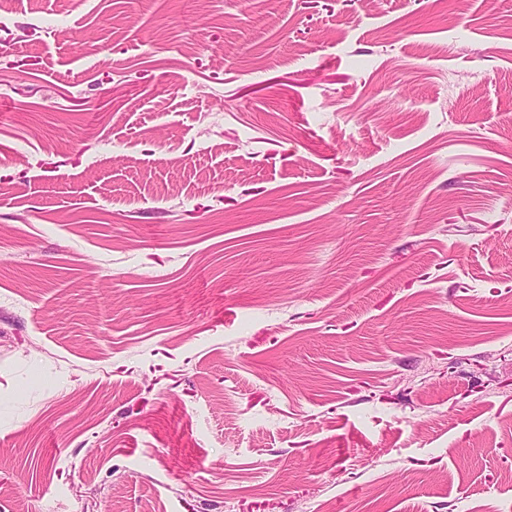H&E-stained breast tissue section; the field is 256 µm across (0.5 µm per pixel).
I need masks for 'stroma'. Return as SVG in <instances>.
<instances>
[{"label": "stroma", "mask_w": 512, "mask_h": 512, "mask_svg": "<svg viewBox=\"0 0 512 512\" xmlns=\"http://www.w3.org/2000/svg\"><path fill=\"white\" fill-rule=\"evenodd\" d=\"M512 512V0L0 11V512Z\"/></svg>", "instance_id": "35a3bbf8"}]
</instances>
